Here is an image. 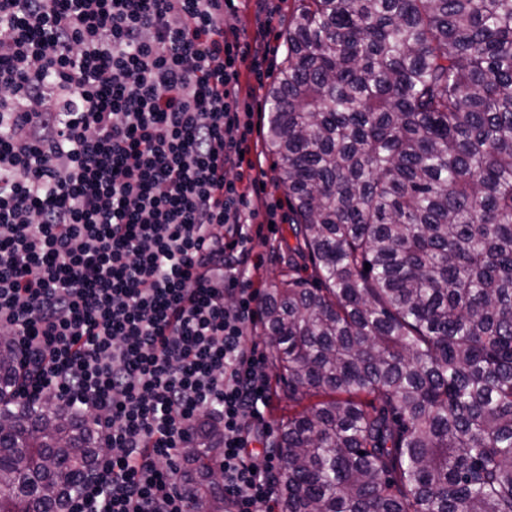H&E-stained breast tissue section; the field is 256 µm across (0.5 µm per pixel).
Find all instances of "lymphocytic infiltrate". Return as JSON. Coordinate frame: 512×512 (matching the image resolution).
<instances>
[{
  "mask_svg": "<svg viewBox=\"0 0 512 512\" xmlns=\"http://www.w3.org/2000/svg\"><path fill=\"white\" fill-rule=\"evenodd\" d=\"M265 0H0V335L23 403L102 437L64 512H186L176 461L201 424L226 512H274L250 229Z\"/></svg>",
  "mask_w": 512,
  "mask_h": 512,
  "instance_id": "obj_1",
  "label": "lymphocytic infiltrate"
}]
</instances>
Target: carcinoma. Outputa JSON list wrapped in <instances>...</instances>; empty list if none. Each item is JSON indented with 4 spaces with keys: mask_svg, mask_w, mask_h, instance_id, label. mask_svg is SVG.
Returning <instances> with one entry per match:
<instances>
[{
    "mask_svg": "<svg viewBox=\"0 0 512 512\" xmlns=\"http://www.w3.org/2000/svg\"><path fill=\"white\" fill-rule=\"evenodd\" d=\"M293 2L264 129L295 244L261 322L318 400L272 444L275 512H512V0ZM16 383L0 357V512H63L100 437ZM221 451H181L201 512Z\"/></svg>",
    "mask_w": 512,
    "mask_h": 512,
    "instance_id": "cac0c4a2",
    "label": "carcinoma"
}]
</instances>
